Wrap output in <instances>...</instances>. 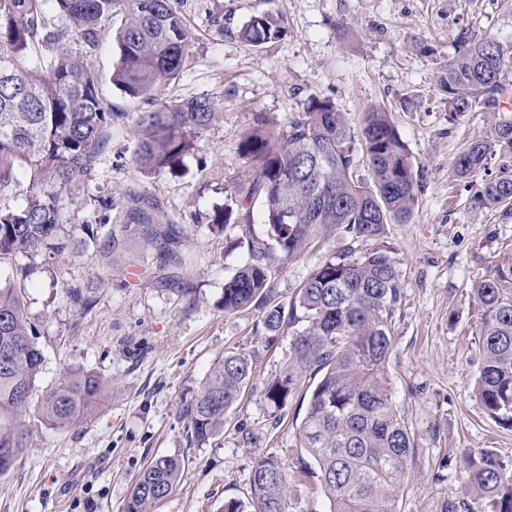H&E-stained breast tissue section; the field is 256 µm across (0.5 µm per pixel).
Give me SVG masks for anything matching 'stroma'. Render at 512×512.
I'll list each match as a JSON object with an SVG mask.
<instances>
[{"label":"stroma","mask_w":512,"mask_h":512,"mask_svg":"<svg viewBox=\"0 0 512 512\" xmlns=\"http://www.w3.org/2000/svg\"><path fill=\"white\" fill-rule=\"evenodd\" d=\"M266 9L286 17L287 36L259 47L241 43L243 22ZM182 10L192 58L161 94L215 97L223 115L177 174L136 172V141L114 128L100 178L63 202V257L23 258L27 312L44 358L38 388L83 371L110 392L79 426L27 415L33 436L0 476V512H123L136 475L156 455L185 457L186 469L155 512H220L225 500L245 498L259 457L300 455L295 424L288 417L274 423L265 397L267 382L285 367L291 334L270 339L256 311L225 313L224 280L247 248L237 242L239 230L218 229L212 218L226 188L247 177L237 153L243 132L260 115L284 124L315 96L331 99L355 130L370 109L388 110L426 171L413 219L389 221L381 238L395 251L403 288L387 368L416 445L397 512H446L460 494L464 449L493 448L512 461V429L491 419L472 392L479 360L471 295L512 252V216L473 206L456 179L454 160L485 135L487 117L478 110L449 117L438 78L460 36L512 42V0H183ZM406 98L414 102L407 112ZM132 190L173 216L182 262L161 261L138 225L119 217L99 227V246L86 245L82 223L98 201L118 207ZM324 252L311 249L282 265L274 280L280 301H289ZM70 287L90 288L92 306L74 307ZM229 351L252 359V385L223 436L189 446L178 408Z\"/></svg>","instance_id":"1"}]
</instances>
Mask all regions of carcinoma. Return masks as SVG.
Listing matches in <instances>:
<instances>
[{
  "label": "carcinoma",
  "mask_w": 512,
  "mask_h": 512,
  "mask_svg": "<svg viewBox=\"0 0 512 512\" xmlns=\"http://www.w3.org/2000/svg\"><path fill=\"white\" fill-rule=\"evenodd\" d=\"M190 25L180 0H0V264L40 248L59 255L62 199L96 179L112 129L128 125L136 138L133 165L145 174L174 171L196 156L218 120L221 104L208 95L160 97L190 62ZM287 21L271 11L250 16L240 40L259 47L285 35ZM119 50L109 81L147 104L116 112L103 94V76L90 57L106 37ZM512 81V43L462 37L439 84L455 114H488L485 137L455 160L457 178L471 185L482 208L512 211V121L499 117V95ZM248 163L246 186L233 188L216 224H239L248 259L224 281V312L254 309L276 336L292 330L285 368L265 395L277 421L286 407L305 405L300 447L311 461L285 466L271 452L249 475L244 499L222 512H292L288 488L316 478L329 512H397L403 475L415 442L392 403L387 362L401 309V271L387 245L353 257L333 252L278 301L279 266L331 236L375 239L394 219L409 222L418 206L422 167L388 112L367 113L355 133L328 98L313 97L279 127L260 124L238 145ZM499 174L478 179L493 155ZM368 174L359 175L360 161ZM261 202L265 237L253 236L251 208ZM126 220L142 225L144 241L168 262L178 239L161 229L157 201L131 193ZM479 315L480 366L474 395L482 409L512 429V256L472 286ZM26 288L0 285V475L28 448L31 410L52 425L82 424L104 387L88 372L37 392L43 356L26 312ZM253 365L226 353L200 389L178 410L188 441L198 447L224 434L228 416L250 385ZM460 501L448 512H512L509 464L493 449L466 453ZM185 460L161 455L140 471L124 512H152L179 484ZM485 503L476 510L473 505Z\"/></svg>",
  "instance_id": "1"
}]
</instances>
